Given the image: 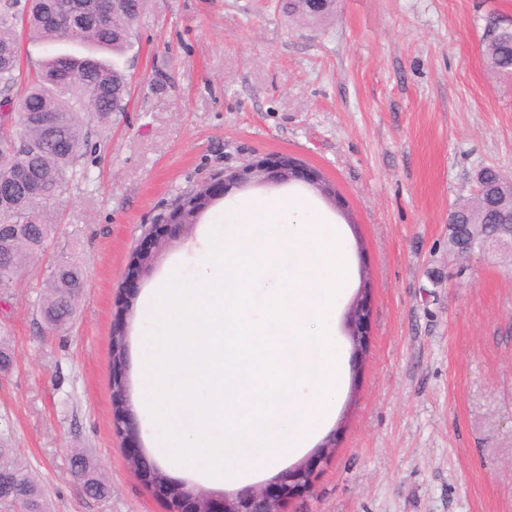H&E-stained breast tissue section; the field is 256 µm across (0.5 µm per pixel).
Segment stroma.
<instances>
[{"mask_svg":"<svg viewBox=\"0 0 512 512\" xmlns=\"http://www.w3.org/2000/svg\"><path fill=\"white\" fill-rule=\"evenodd\" d=\"M284 0H147L116 62L127 112L85 122L87 171L50 207L44 254L0 293V441L27 462L51 512H168L133 474L112 424L111 333L126 327L127 398L148 458L175 483L229 494L157 451L141 403L145 299L172 276L195 279L209 234L261 199H300L336 225L349 280L331 345L336 407L293 467L334 444L310 489L284 512H512V253L448 257V214L474 200L478 173L512 176V75L482 57L512 29V0H336L318 23ZM319 168L337 201L304 183L232 190L132 276L146 230L185 191L272 154ZM79 260L75 318L49 330L38 309L59 258ZM369 285L367 347L355 354L349 306ZM112 487L98 499L71 472L73 451Z\"/></svg>","mask_w":512,"mask_h":512,"instance_id":"stroma-1","label":"stroma"}]
</instances>
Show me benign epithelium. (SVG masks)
<instances>
[{"instance_id":"obj_1","label":"benign epithelium","mask_w":512,"mask_h":512,"mask_svg":"<svg viewBox=\"0 0 512 512\" xmlns=\"http://www.w3.org/2000/svg\"><path fill=\"white\" fill-rule=\"evenodd\" d=\"M260 178L270 182L301 181L318 190L328 199H336L335 191L321 183L317 171L292 156L271 155L241 167L224 171V178L209 184L210 193L226 195L230 190L239 188ZM497 224L487 228V234L480 241L469 240L457 230L456 248L465 253L477 250L481 253L496 248L512 249V235L501 234V227L512 223V209L494 211ZM157 225L153 224L145 233L141 243L134 250L130 265L132 271H143L141 260L152 258L161 247L156 234ZM369 303L366 293L360 291L352 301L346 318L348 335L353 348L360 353L365 347ZM124 368L112 354V423L121 437L129 465L133 473L150 486L156 494L163 497L168 504L169 512H283L285 502L292 496L301 493L311 486L317 473L320 460L326 452L333 448L326 443L317 449L313 457L281 473L277 480L259 492H241L236 494L212 493L199 495L185 484H175L169 480L159 467L150 462L139 445L138 427L133 414L119 411L120 401L124 392Z\"/></svg>"}]
</instances>
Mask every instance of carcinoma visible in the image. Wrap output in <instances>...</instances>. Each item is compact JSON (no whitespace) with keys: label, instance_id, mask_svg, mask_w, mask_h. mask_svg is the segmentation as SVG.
Returning a JSON list of instances; mask_svg holds the SVG:
<instances>
[{"label":"carcinoma","instance_id":"obj_1","mask_svg":"<svg viewBox=\"0 0 512 512\" xmlns=\"http://www.w3.org/2000/svg\"><path fill=\"white\" fill-rule=\"evenodd\" d=\"M145 0H118L117 7L103 22L94 17L93 0H0V188L18 173L39 186L36 201L17 182L10 194L0 199V224H28L29 233L1 235L0 282L15 281L38 254L44 252L54 235L43 207L56 199L72 182L84 175L81 159L89 149V135L81 114L96 116L102 124L127 111L126 74L115 63L99 56L108 51L120 54L131 44L134 22L144 9ZM333 0L311 4L308 0H288V13L306 20L329 16ZM74 10L81 23L64 26L53 18L57 11ZM44 42H70L86 47V54L59 53L46 59L37 70L19 63L21 36ZM482 54L498 72L512 73V31L501 30L489 36ZM51 114L58 124L54 146H44L45 131L38 117ZM209 190L201 185L182 195L173 210L184 211L185 222L196 223L201 200ZM490 206L476 201L455 206L448 214L450 224H487ZM84 269L72 258L57 260L48 270L47 288L39 307L44 324L58 329L72 319L84 295ZM72 458L82 464L75 476L85 479L96 498L110 494L97 466L76 452ZM0 476L14 478L27 498L20 500L18 512H50L43 485L0 443Z\"/></svg>","mask_w":512,"mask_h":512}]
</instances>
